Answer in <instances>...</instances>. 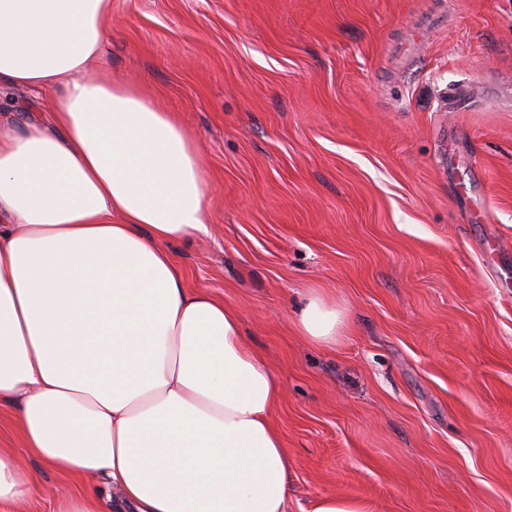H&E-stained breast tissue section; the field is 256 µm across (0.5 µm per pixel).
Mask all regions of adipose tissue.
Here are the masks:
<instances>
[{"label":"adipose tissue","mask_w":512,"mask_h":512,"mask_svg":"<svg viewBox=\"0 0 512 512\" xmlns=\"http://www.w3.org/2000/svg\"><path fill=\"white\" fill-rule=\"evenodd\" d=\"M111 20L112 0H0V90L54 96L49 121L0 133V405L22 449L99 477L118 512H287L282 385L169 251L208 232L196 137L96 77ZM295 326L328 345L346 323L314 294ZM37 483L0 448V512Z\"/></svg>","instance_id":"1"}]
</instances>
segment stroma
I'll use <instances>...</instances> for the list:
<instances>
[{"instance_id":"1","label":"stroma","mask_w":512,"mask_h":512,"mask_svg":"<svg viewBox=\"0 0 512 512\" xmlns=\"http://www.w3.org/2000/svg\"><path fill=\"white\" fill-rule=\"evenodd\" d=\"M98 76L198 136L209 233L170 250L284 388L288 512H512V0H112ZM24 461L26 512L82 487ZM295 326L298 333L311 342L328 345L343 336L346 323L336 305L329 304L320 294H313L300 308ZM311 512H371L362 498L327 496L317 499Z\"/></svg>"}]
</instances>
